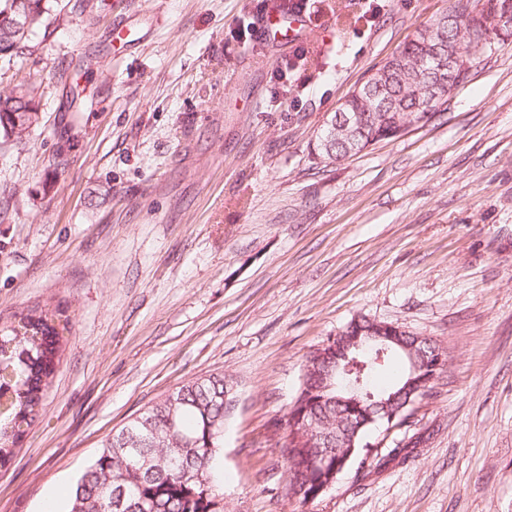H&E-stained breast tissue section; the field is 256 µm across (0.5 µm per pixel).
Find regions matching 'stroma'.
<instances>
[{
  "instance_id": "35a3bbf8",
  "label": "stroma",
  "mask_w": 512,
  "mask_h": 512,
  "mask_svg": "<svg viewBox=\"0 0 512 512\" xmlns=\"http://www.w3.org/2000/svg\"><path fill=\"white\" fill-rule=\"evenodd\" d=\"M76 2L0 59L43 87L29 142L0 149V323L45 303L71 322L0 512L66 503L112 429L216 373L237 397L224 512H512V32L430 123L330 162L326 121L456 0H305L295 43L252 33L269 0ZM360 315L448 352L408 423L368 435L420 443L290 502L270 423Z\"/></svg>"
}]
</instances>
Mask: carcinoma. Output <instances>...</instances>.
Instances as JSON below:
<instances>
[{
    "instance_id": "cac0c4a2",
    "label": "carcinoma",
    "mask_w": 512,
    "mask_h": 512,
    "mask_svg": "<svg viewBox=\"0 0 512 512\" xmlns=\"http://www.w3.org/2000/svg\"><path fill=\"white\" fill-rule=\"evenodd\" d=\"M10 0H0V58L18 59L29 48L38 32L48 26L53 0H24L19 22L1 18ZM449 14L461 18V26L436 19L404 44L399 56L403 67L384 80L382 98L366 92L350 95L344 110L358 115L348 126H326L316 145L318 154L331 161L346 156L353 145L366 149L394 136L401 125L419 118L430 121L439 102L425 103L416 98L415 85L430 54L424 43L431 31L435 40L453 48L468 44L470 28L478 37L473 53L491 45V35L512 26V0H484L483 8H470V0H457ZM41 83L21 79L0 89V137L3 142L24 144L38 127L41 112ZM397 103L395 111L383 105ZM69 320L58 307L45 304L20 313L18 320L0 326V459L14 453L21 440L23 425H29L44 405L46 389L63 356L61 332ZM383 361L399 363L395 382L383 389L373 383L380 364L370 363L362 373L363 405L372 406L397 393L409 374L405 355L390 351ZM309 398L307 414L329 412L331 428L343 423L348 408L322 400L321 368L305 374ZM229 384L222 375L196 378L170 395L159 397L140 415L107 435L99 450L76 480L64 512H224V421L228 408L224 393ZM375 428L362 427L355 438L351 459L372 468L384 465L405 447L396 445L386 454L370 453L365 442ZM296 449L288 458L286 470H294L293 481L303 490L297 500L305 504L308 493L323 483L336 458L306 460L300 449L307 447L301 435L289 441Z\"/></svg>"
}]
</instances>
